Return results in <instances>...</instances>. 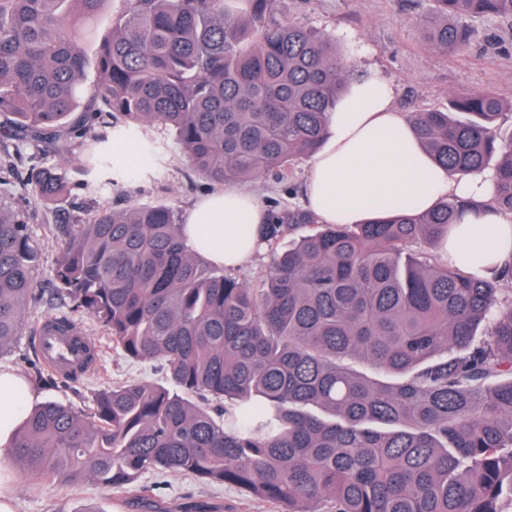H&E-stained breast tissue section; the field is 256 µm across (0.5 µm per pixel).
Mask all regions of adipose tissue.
<instances>
[{
	"label": "adipose tissue",
	"instance_id": "adipose-tissue-1",
	"mask_svg": "<svg viewBox=\"0 0 512 512\" xmlns=\"http://www.w3.org/2000/svg\"><path fill=\"white\" fill-rule=\"evenodd\" d=\"M389 82L373 78L350 86L330 124L331 141L314 155L304 207L322 224H361L378 218L376 201L407 202L424 212L455 195L469 206L454 240L441 253L471 274L512 260V213L491 201L492 171L448 175L420 148L407 113L397 111ZM267 211L251 192L235 186L199 200L184 218L193 248L230 269L261 252ZM31 394L16 370L0 367V478L10 475L1 455L26 417Z\"/></svg>",
	"mask_w": 512,
	"mask_h": 512
}]
</instances>
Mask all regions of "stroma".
<instances>
[{
    "label": "stroma",
    "instance_id": "stroma-1",
    "mask_svg": "<svg viewBox=\"0 0 512 512\" xmlns=\"http://www.w3.org/2000/svg\"><path fill=\"white\" fill-rule=\"evenodd\" d=\"M288 19L335 38L354 72V81L379 77L393 88V104L402 112L443 109L450 96L475 91L491 92L512 100V19L477 18L469 47L457 53L431 50L425 43L420 23L431 11V0H286ZM156 141L161 161L149 170L138 167L139 144L122 142V172L115 185L84 187L78 169L83 147L80 140L56 146H35L0 139V204L28 224L41 247L34 274L35 304L31 322L61 311L55 298V268L61 224H80L99 207H121L129 203L170 204L177 217L201 196L210 193L208 183L186 163L174 133L160 125L144 130ZM65 166L71 192L57 203L35 201L23 180L33 166ZM310 168L309 159L295 164L284 180L258 176L244 180L261 203L276 200L285 207L301 204L300 189ZM77 322L99 345L96 372L78 381L37 378L36 355L28 337L0 357V364L22 373L34 390V402L59 400L75 407L91 403L103 388L118 381L161 384L165 375L158 363L132 361L115 350L104 329L90 316L77 315ZM154 489L151 500L138 499L132 492L105 491L93 484L70 488L58 483L36 484L20 469L12 471V493L16 512H179L180 507L201 506L204 512H278L276 506L247 498L232 486L208 485L174 473L146 475Z\"/></svg>",
    "mask_w": 512,
    "mask_h": 512
}]
</instances>
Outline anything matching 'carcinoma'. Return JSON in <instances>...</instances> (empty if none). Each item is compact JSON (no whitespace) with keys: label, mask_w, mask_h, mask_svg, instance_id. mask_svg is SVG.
Listing matches in <instances>:
<instances>
[{"label":"carcinoma","mask_w":512,"mask_h":512,"mask_svg":"<svg viewBox=\"0 0 512 512\" xmlns=\"http://www.w3.org/2000/svg\"><path fill=\"white\" fill-rule=\"evenodd\" d=\"M0 0V139L47 146L112 117L117 138L160 124L214 185L283 177L324 143L350 79L336 42L285 18L283 0ZM422 34L441 52L468 20L512 0H431ZM97 43L89 58L85 44ZM507 105L490 92L414 112L423 151L451 174L494 173L512 213ZM112 168L99 140L80 159ZM37 201L67 195L34 167ZM467 206L366 224H319L273 201L258 287L188 244L166 203L102 207L63 224L55 276L71 314L93 316L123 354L166 384L119 383L93 406L30 410L12 461L42 482L125 488L149 472L233 485L285 512H512V263L467 275L438 253ZM39 246L0 205V355L22 336Z\"/></svg>","instance_id":"1"}]
</instances>
